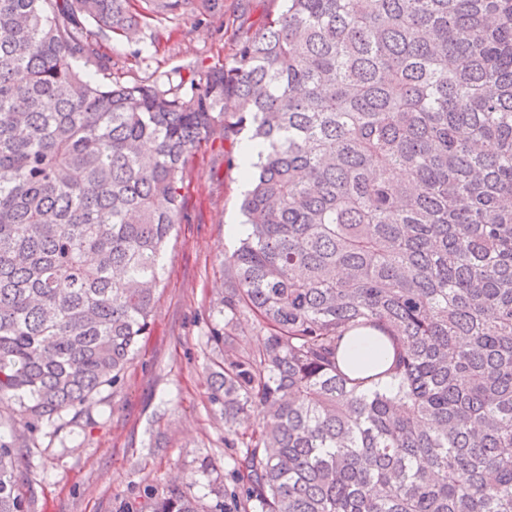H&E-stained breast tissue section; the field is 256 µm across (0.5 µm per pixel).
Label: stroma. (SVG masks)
I'll return each instance as SVG.
<instances>
[{"label":"stroma","mask_w":512,"mask_h":512,"mask_svg":"<svg viewBox=\"0 0 512 512\" xmlns=\"http://www.w3.org/2000/svg\"><path fill=\"white\" fill-rule=\"evenodd\" d=\"M280 0H224L204 21L148 19L142 42L99 28L91 37L114 79L148 82L200 61L219 66L237 40L276 14ZM238 165L214 142L189 159L180 222L164 252L151 330L122 383L79 408L63 428L43 425L15 458L17 491L29 512H129L144 495L177 483L210 504L224 488V417L209 399L215 351L208 343L213 291L224 257L239 245L244 191Z\"/></svg>","instance_id":"1"}]
</instances>
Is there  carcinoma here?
<instances>
[{
  "instance_id": "1",
  "label": "carcinoma",
  "mask_w": 512,
  "mask_h": 512,
  "mask_svg": "<svg viewBox=\"0 0 512 512\" xmlns=\"http://www.w3.org/2000/svg\"><path fill=\"white\" fill-rule=\"evenodd\" d=\"M0 0V399L33 434L117 387L151 326L189 157L264 151L211 308L234 489L136 512H512V0H285L230 62L104 82L223 0ZM251 323L262 341L239 348ZM376 330L396 356L354 378ZM258 409L259 430L239 429ZM0 439V512H25ZM381 334L373 331L370 334H353L347 338L340 351L342 364L346 367L357 368L363 363L376 360H388L392 355V348L387 342L384 344Z\"/></svg>"
}]
</instances>
